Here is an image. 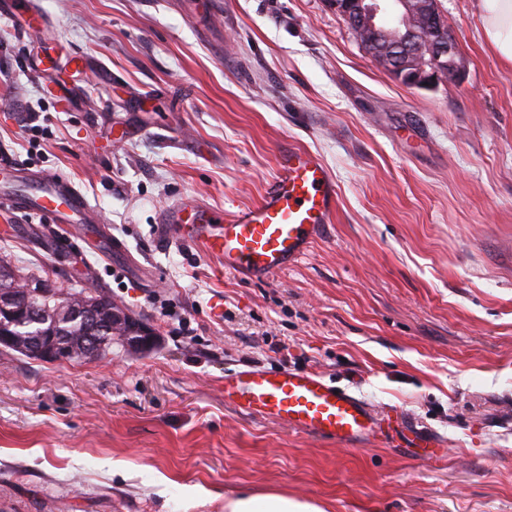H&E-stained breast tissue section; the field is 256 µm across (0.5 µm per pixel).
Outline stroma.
<instances>
[{"mask_svg":"<svg viewBox=\"0 0 512 512\" xmlns=\"http://www.w3.org/2000/svg\"><path fill=\"white\" fill-rule=\"evenodd\" d=\"M0 13V161L86 196L108 238L0 208V257L99 288L148 353L0 347V512H224L244 487L324 512H512V67L477 0H439L463 69L408 88L326 0H34ZM288 146L339 186L271 279L166 241L187 193L233 215ZM322 373L443 457L342 448L224 399L241 368Z\"/></svg>","mask_w":512,"mask_h":512,"instance_id":"obj_1","label":"stroma"}]
</instances>
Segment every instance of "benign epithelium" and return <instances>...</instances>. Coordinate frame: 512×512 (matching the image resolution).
Wrapping results in <instances>:
<instances>
[{"instance_id":"7a95c632","label":"benign epithelium","mask_w":512,"mask_h":512,"mask_svg":"<svg viewBox=\"0 0 512 512\" xmlns=\"http://www.w3.org/2000/svg\"><path fill=\"white\" fill-rule=\"evenodd\" d=\"M349 24L362 46L404 86L425 87L454 77L463 67L456 43L438 0H328ZM0 299V313L31 327L30 336L47 360L61 357L56 336L38 329L39 306L10 307ZM124 328V339L140 352L153 350L159 337L148 324L122 308L112 310V333Z\"/></svg>"}]
</instances>
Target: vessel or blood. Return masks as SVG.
Wrapping results in <instances>:
<instances>
[{
    "instance_id": "1",
    "label": "vessel or blood",
    "mask_w": 512,
    "mask_h": 512,
    "mask_svg": "<svg viewBox=\"0 0 512 512\" xmlns=\"http://www.w3.org/2000/svg\"><path fill=\"white\" fill-rule=\"evenodd\" d=\"M336 181L312 152L288 147L257 204L232 219L187 194L164 209L167 238L200 247L224 270L256 280L272 278L301 262L330 224L337 204ZM0 207L43 214L57 224L94 223L92 209L72 182L44 176L33 188L0 195ZM224 397L242 412L271 418L300 433L357 448L385 441L389 413L372 410L314 371L245 368L225 374Z\"/></svg>"
}]
</instances>
